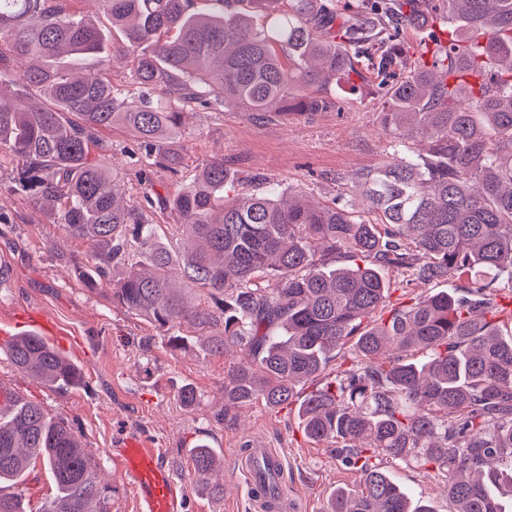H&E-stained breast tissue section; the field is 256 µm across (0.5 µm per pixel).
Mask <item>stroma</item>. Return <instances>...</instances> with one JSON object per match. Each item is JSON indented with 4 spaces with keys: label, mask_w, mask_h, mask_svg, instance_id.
<instances>
[{
    "label": "stroma",
    "mask_w": 512,
    "mask_h": 512,
    "mask_svg": "<svg viewBox=\"0 0 512 512\" xmlns=\"http://www.w3.org/2000/svg\"><path fill=\"white\" fill-rule=\"evenodd\" d=\"M338 97V109L328 112L195 113L185 124L184 163L191 169L202 159L220 157L235 181L246 182L247 192L273 190L345 204L352 176L391 161L394 144L383 127L374 77L343 86ZM113 162L124 176L127 196L140 195L144 178L163 194L177 188L176 177L159 167L147 168L140 178L122 154H115ZM18 168L17 159L0 149V211L11 217L10 223L0 224V263L10 268L8 281L0 284V327L13 335L26 332L31 328L28 314L39 315L52 327L51 340L79 365L84 384L49 389L17 370L0 349V386L41 403L74 426L102 467L108 512H136L133 491L112 455L126 428L142 432L159 449L174 476L178 512H250L239 471V450L250 440L286 458L283 490L299 512H325L333 491L359 488L360 470L345 465L333 444L304 435L297 405L272 409L257 400L225 409L224 377L242 358L238 348L216 355L194 346L171 350L162 330L128 313L108 288H85L74 267L86 261L88 244L70 238L62 225L49 223L13 192ZM385 276L390 305L409 303L427 290L467 284L454 275L428 284L408 281L396 270ZM187 385L197 397L190 407L180 398ZM198 441L221 458L211 479L223 484V495H211L196 482L192 446ZM388 474L412 500L448 512L446 483L429 467L398 462ZM9 492L21 498L27 512H39L55 485L39 460Z\"/></svg>",
    "instance_id": "35a3bbf8"
}]
</instances>
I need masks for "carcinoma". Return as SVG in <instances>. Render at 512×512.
Returning <instances> with one entry per match:
<instances>
[{
    "label": "carcinoma",
    "mask_w": 512,
    "mask_h": 512,
    "mask_svg": "<svg viewBox=\"0 0 512 512\" xmlns=\"http://www.w3.org/2000/svg\"><path fill=\"white\" fill-rule=\"evenodd\" d=\"M76 2L0 0V75L30 62L23 96L0 80V148L19 163L13 191L94 248L78 279L100 287L138 246L147 264H129L112 299L165 330L174 351L190 343L187 329L207 335L206 352L241 347L246 359L224 377L227 407L292 403L350 345L354 364L299 405L305 435L336 444L364 475L326 512H434L388 476L408 460L445 478L448 512H512V332L493 301L500 276L512 275V0H357L341 10L288 0L285 12L281 0H101L109 29ZM243 2L265 12V26L235 8ZM434 16L450 28L446 45L431 34L435 61L461 76L448 84L401 38ZM124 62L135 93L112 82ZM365 69L380 77L390 136L414 130L432 145L354 176L358 204L227 190L222 158L203 160L173 194L130 199L107 165L118 148L106 129L124 130L118 150L133 162L176 175L186 112H328L338 108L328 88ZM158 209L181 229L175 257L152 223ZM386 269L469 285L422 292L376 319ZM199 288L211 304L189 302ZM7 351L51 388L84 382L37 333L13 337ZM37 459L56 487L40 512H106L93 508L105 499L98 463L72 424L0 389V484ZM215 464L198 445L197 481L222 495L209 483Z\"/></svg>",
    "instance_id": "obj_1"
}]
</instances>
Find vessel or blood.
I'll use <instances>...</instances> for the list:
<instances>
[{
  "mask_svg": "<svg viewBox=\"0 0 512 512\" xmlns=\"http://www.w3.org/2000/svg\"><path fill=\"white\" fill-rule=\"evenodd\" d=\"M138 503L139 512H176L174 478L162 457L138 435L124 438L115 450ZM247 495L257 512H290L293 502L281 484L284 461L273 449L259 442L244 449Z\"/></svg>",
  "mask_w": 512,
  "mask_h": 512,
  "instance_id": "1",
  "label": "vessel or blood"
}]
</instances>
